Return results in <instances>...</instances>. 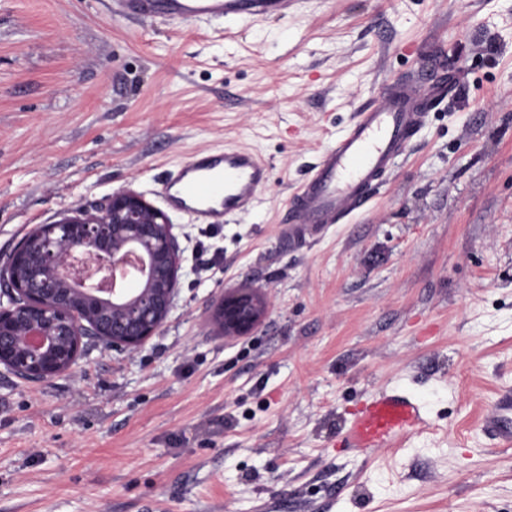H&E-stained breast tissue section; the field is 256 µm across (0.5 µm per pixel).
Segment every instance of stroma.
<instances>
[{"mask_svg":"<svg viewBox=\"0 0 512 512\" xmlns=\"http://www.w3.org/2000/svg\"><path fill=\"white\" fill-rule=\"evenodd\" d=\"M444 69L378 198L290 246L293 187L381 91ZM202 147L273 168L218 229L171 214L181 270L135 352L89 340L46 383L0 368V512H512V447L482 428L512 389V0H293L234 23L112 14L109 0H0V254L58 212ZM255 289L231 340L228 294ZM397 388L427 425L340 443ZM257 301L260 303L259 300ZM258 303L249 290L240 291L221 307L219 313L221 324L224 325L225 322L226 325L236 330L254 329L262 310V306Z\"/></svg>","mask_w":512,"mask_h":512,"instance_id":"stroma-1","label":"stroma"}]
</instances>
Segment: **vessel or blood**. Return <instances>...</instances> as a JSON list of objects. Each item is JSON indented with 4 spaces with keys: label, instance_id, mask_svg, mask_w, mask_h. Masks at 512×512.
<instances>
[{
    "label": "vessel or blood",
    "instance_id": "1",
    "mask_svg": "<svg viewBox=\"0 0 512 512\" xmlns=\"http://www.w3.org/2000/svg\"><path fill=\"white\" fill-rule=\"evenodd\" d=\"M288 0H112L119 17L148 21L233 22L286 16ZM448 95L444 71L383 79L380 100L357 112L335 142L299 184L288 205L290 245L313 240L328 224H345L380 195L384 178L405 156L424 125L425 107ZM272 176L271 165L246 149L197 151L169 169L160 193L174 211L191 212L202 224H224L249 214ZM426 423L423 406L399 390L379 393L357 409L342 436L346 447L362 452L393 448ZM483 427L500 447H512V394H501Z\"/></svg>",
    "mask_w": 512,
    "mask_h": 512
}]
</instances>
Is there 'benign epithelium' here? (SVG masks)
<instances>
[{"label": "benign epithelium", "instance_id": "7a95c632", "mask_svg": "<svg viewBox=\"0 0 512 512\" xmlns=\"http://www.w3.org/2000/svg\"><path fill=\"white\" fill-rule=\"evenodd\" d=\"M168 215L120 190L94 208L61 211L0 256V366L33 383L72 372L84 339L134 352L163 326L177 290L180 250ZM262 306L240 291L220 322L255 328Z\"/></svg>", "mask_w": 512, "mask_h": 512}]
</instances>
